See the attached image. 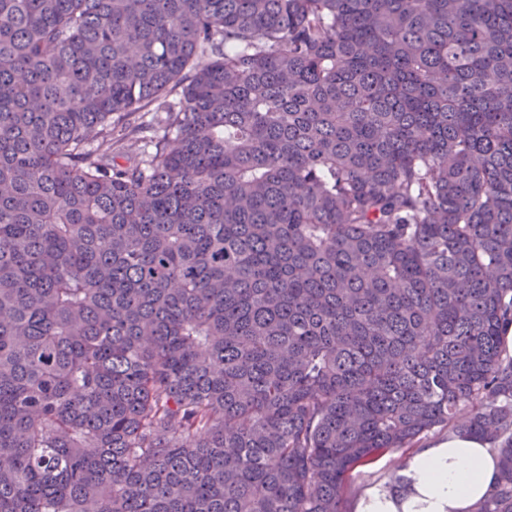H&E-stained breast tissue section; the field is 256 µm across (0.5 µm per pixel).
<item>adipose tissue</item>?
<instances>
[{"instance_id": "obj_1", "label": "adipose tissue", "mask_w": 512, "mask_h": 512, "mask_svg": "<svg viewBox=\"0 0 512 512\" xmlns=\"http://www.w3.org/2000/svg\"><path fill=\"white\" fill-rule=\"evenodd\" d=\"M406 491H368L360 512H474L498 478V457L479 438L449 435L416 453L403 472Z\"/></svg>"}]
</instances>
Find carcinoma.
I'll use <instances>...</instances> for the list:
<instances>
[{
  "label": "carcinoma",
  "instance_id": "carcinoma-1",
  "mask_svg": "<svg viewBox=\"0 0 512 512\" xmlns=\"http://www.w3.org/2000/svg\"><path fill=\"white\" fill-rule=\"evenodd\" d=\"M511 326L512 0H0V512H512ZM443 440L447 441L438 442ZM431 442L437 443L425 448ZM419 448L423 449L416 453ZM409 458L402 473L406 483L403 495L395 499L386 489L377 488L385 487ZM362 471L365 474L354 483L355 510L369 491L359 505L360 512H471L497 481L498 457L487 442L457 433L448 435L445 430L404 453L385 455Z\"/></svg>",
  "mask_w": 512,
  "mask_h": 512
}]
</instances>
